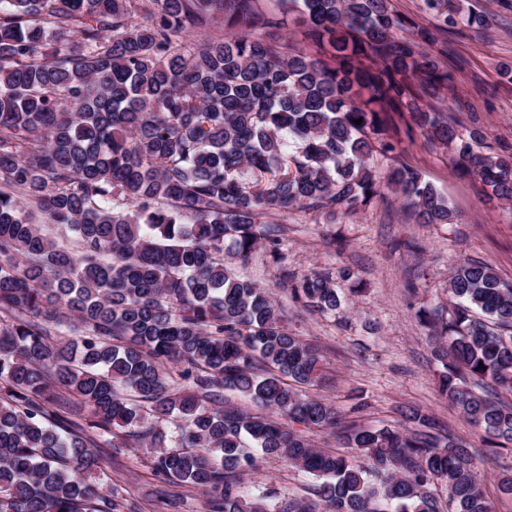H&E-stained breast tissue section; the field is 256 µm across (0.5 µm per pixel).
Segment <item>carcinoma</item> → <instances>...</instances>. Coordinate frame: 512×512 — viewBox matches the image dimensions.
<instances>
[{
  "instance_id": "carcinoma-1",
  "label": "carcinoma",
  "mask_w": 512,
  "mask_h": 512,
  "mask_svg": "<svg viewBox=\"0 0 512 512\" xmlns=\"http://www.w3.org/2000/svg\"><path fill=\"white\" fill-rule=\"evenodd\" d=\"M276 2L260 14L255 0H0V512H137L94 480L105 445L150 446L154 473L203 491L206 512H440L436 480L448 512H492L470 449L432 415L404 406L396 427L343 429L335 407L299 393L321 379V348L224 265L226 249L246 260L275 243L265 213L334 216L385 189L425 224L455 223L399 161L390 112L512 206V152L461 133L458 103H421L452 82L430 51L439 32L487 16L470 0H423L443 22L430 28L391 0ZM290 13L324 55L279 49ZM219 16L224 34H203ZM292 293L316 312L341 306L329 269ZM419 320L439 393L512 445V404L471 385L512 393V281L464 258L448 316ZM226 389L288 423L224 405ZM296 424L339 433L359 456L314 447ZM249 444L312 476L314 499L245 496Z\"/></svg>"
}]
</instances>
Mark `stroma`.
Wrapping results in <instances>:
<instances>
[{
    "instance_id": "1",
    "label": "stroma",
    "mask_w": 512,
    "mask_h": 512,
    "mask_svg": "<svg viewBox=\"0 0 512 512\" xmlns=\"http://www.w3.org/2000/svg\"><path fill=\"white\" fill-rule=\"evenodd\" d=\"M476 5L496 21L487 29L449 34L456 54L466 62L455 74L451 94L467 105L457 115L464 130H481L491 151L512 149V83L501 77L502 68L512 65V0H476ZM391 122L404 160L445 196L457 223H419L403 198L391 192L354 213L330 216L291 209L267 216V223L281 230L278 248L260 246L246 263L228 252L224 262L273 293L290 332L323 347L327 380L303 387V394L343 411L361 401L366 408L355 420L373 427L395 424L402 404L429 412L475 448L474 468L487 485L494 512H512V495L498 489L499 478L512 473V453L500 458L489 454L483 429L438 393L440 366L418 320L420 311L446 304L448 279L459 257L489 262L512 280V208L488 201L479 183L455 171L450 153L428 144L421 131H407L396 116ZM321 267L349 271L364 284V293L344 294L340 308L330 314L303 310L280 288L279 275L298 281ZM103 458L102 483L117 488L140 512H165L159 496L163 490L180 495L181 512H205V496L154 474L145 450L111 447L104 449ZM312 485L304 472L264 456L245 479L247 490L255 494L272 487L305 497Z\"/></svg>"
}]
</instances>
